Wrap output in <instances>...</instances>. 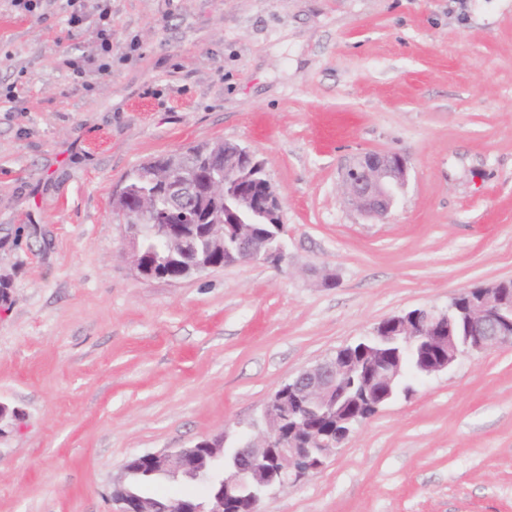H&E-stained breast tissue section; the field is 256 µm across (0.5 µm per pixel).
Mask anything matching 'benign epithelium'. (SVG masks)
I'll return each mask as SVG.
<instances>
[{"label": "benign epithelium", "instance_id": "1", "mask_svg": "<svg viewBox=\"0 0 512 512\" xmlns=\"http://www.w3.org/2000/svg\"><path fill=\"white\" fill-rule=\"evenodd\" d=\"M236 156L242 164H228L224 157H213L206 169L188 168L176 164L156 204L163 208L180 209L198 192L213 194L224 191L238 208L249 213L251 223H271L281 215L282 202L274 192L264 172L263 163L247 148L236 146ZM407 181L405 160L396 153L369 152L350 163L343 174L349 202L365 216L385 218L399 191ZM126 230L132 253L138 251L140 230L154 229L157 238L168 249V260L178 269V276L187 277L215 269L211 255L224 252L231 264L264 260L276 266L285 261L284 247L278 235L266 239L238 238L228 245L217 237L188 234L184 224H153L155 209L133 203L126 210ZM504 281L482 285L469 297L466 309L457 319L439 311L412 310L380 323L369 337L372 347L380 352L367 369L371 384L377 386L374 409L388 403L385 394L399 375L428 377L451 368L459 359L474 357L489 351L512 347V298L501 290ZM397 343L407 348L419 346L425 356L421 363L407 369L400 359L389 353L387 345ZM349 365L337 355L300 371L288 380L286 394L272 396L263 411L266 430L257 437H241L234 448V463L224 470L219 490L204 502L187 499H144L122 492L128 469L113 484L119 495L112 496L116 512H224L225 498L233 497L251 486L257 490L243 496L249 507L246 512H258L260 501L271 492L294 484L320 470L347 439L350 430L325 432L305 436L304 409H316L342 425L350 422L340 402L345 392L340 388ZM222 434L204 439L175 452L158 451L143 454L152 474L172 475L199 481L211 480V468L224 460Z\"/></svg>", "mask_w": 512, "mask_h": 512}]
</instances>
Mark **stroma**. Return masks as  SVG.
Listing matches in <instances>:
<instances>
[{
    "label": "stroma",
    "instance_id": "35a3bbf8",
    "mask_svg": "<svg viewBox=\"0 0 512 512\" xmlns=\"http://www.w3.org/2000/svg\"><path fill=\"white\" fill-rule=\"evenodd\" d=\"M0 0V512H115L131 455L248 431L279 387L387 317L512 278V0H112V70ZM254 150L287 260L132 270L113 187L204 142ZM392 152L386 220L345 196ZM259 512H512V349L412 382ZM406 181L405 160L389 152L366 153L350 163L343 174L349 202L374 219L389 214Z\"/></svg>",
    "mask_w": 512,
    "mask_h": 512
}]
</instances>
